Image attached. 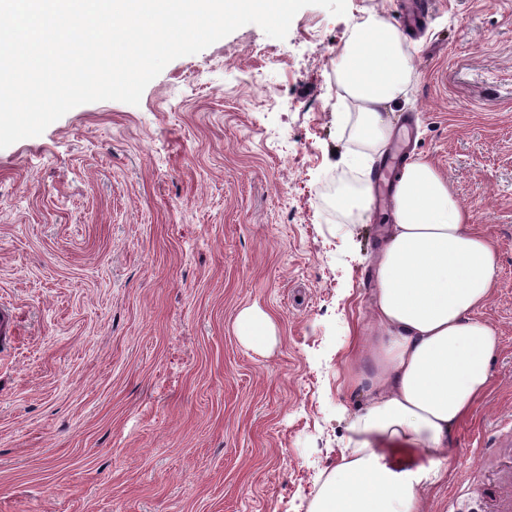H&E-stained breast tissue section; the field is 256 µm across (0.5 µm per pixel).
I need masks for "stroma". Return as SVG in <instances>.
<instances>
[{
	"label": "stroma",
	"mask_w": 512,
	"mask_h": 512,
	"mask_svg": "<svg viewBox=\"0 0 512 512\" xmlns=\"http://www.w3.org/2000/svg\"><path fill=\"white\" fill-rule=\"evenodd\" d=\"M410 35L408 121L499 254L482 319L489 387L450 441L425 512H483L512 441V0H434ZM398 0L301 9L178 58L139 105L99 101L0 149V512H307L361 399L370 267L390 209L373 193L336 55ZM254 307L274 330L253 349ZM268 325L267 316L245 312L239 320V332L250 345L258 347L265 344L268 339Z\"/></svg>",
	"instance_id": "stroma-1"
}]
</instances>
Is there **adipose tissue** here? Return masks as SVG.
Segmentation results:
<instances>
[{
    "instance_id": "obj_1",
    "label": "adipose tissue",
    "mask_w": 512,
    "mask_h": 512,
    "mask_svg": "<svg viewBox=\"0 0 512 512\" xmlns=\"http://www.w3.org/2000/svg\"><path fill=\"white\" fill-rule=\"evenodd\" d=\"M413 73L403 32L369 13L339 48L336 86L355 102L360 136L382 140L385 112ZM393 222L370 269L375 333L358 337L351 390L365 402L347 423L308 512H424L448 472L452 432L490 381L500 346L479 316L499 269L447 180L422 156L397 176Z\"/></svg>"
}]
</instances>
